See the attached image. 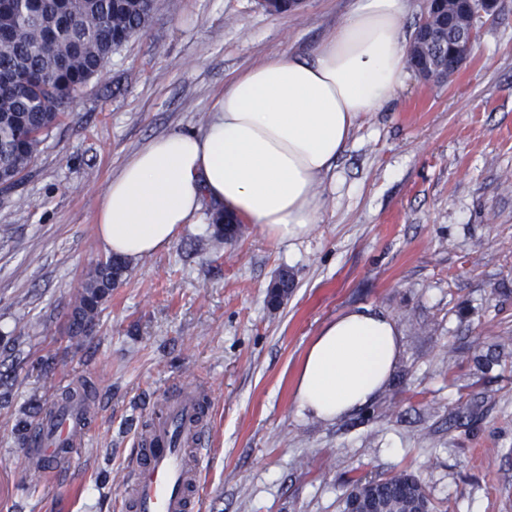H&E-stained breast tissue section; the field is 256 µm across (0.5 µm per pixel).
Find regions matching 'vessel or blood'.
Returning <instances> with one entry per match:
<instances>
[{"mask_svg": "<svg viewBox=\"0 0 512 512\" xmlns=\"http://www.w3.org/2000/svg\"><path fill=\"white\" fill-rule=\"evenodd\" d=\"M208 398L199 387L179 390L157 410L147 442L136 448L120 512H199L203 462L202 432ZM88 411L80 398L54 402L29 434L28 459L40 477L53 479L85 444Z\"/></svg>", "mask_w": 512, "mask_h": 512, "instance_id": "vessel-or-blood-1", "label": "vessel or blood"}]
</instances>
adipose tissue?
Segmentation results:
<instances>
[{
    "label": "adipose tissue",
    "instance_id": "ef3b65f1",
    "mask_svg": "<svg viewBox=\"0 0 512 512\" xmlns=\"http://www.w3.org/2000/svg\"><path fill=\"white\" fill-rule=\"evenodd\" d=\"M409 9V0H354L310 56L274 55L239 72L201 130L135 152L99 205L107 251L138 260L168 248L185 225L201 223L207 199L273 243L302 240L322 219L320 188L359 117L404 85ZM401 338L396 319L369 305L327 321L297 370L298 414L335 422L361 409L396 370Z\"/></svg>",
    "mask_w": 512,
    "mask_h": 512
}]
</instances>
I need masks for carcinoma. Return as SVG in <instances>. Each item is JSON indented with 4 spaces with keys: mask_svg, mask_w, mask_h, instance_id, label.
Returning <instances> with one entry per match:
<instances>
[{
    "mask_svg": "<svg viewBox=\"0 0 512 512\" xmlns=\"http://www.w3.org/2000/svg\"><path fill=\"white\" fill-rule=\"evenodd\" d=\"M154 0H9L0 13V173L16 183L41 144L84 87L101 72L153 12ZM456 46L448 38L421 55L439 71ZM127 264L111 257L86 273L74 297L68 333L93 330L101 305L123 281ZM377 496L388 512L432 510L419 480L400 473L369 483L354 481L345 497Z\"/></svg>",
    "mask_w": 512,
    "mask_h": 512,
    "instance_id": "1",
    "label": "carcinoma"
}]
</instances>
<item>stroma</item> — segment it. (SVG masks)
Instances as JSON below:
<instances>
[{"label": "stroma", "instance_id": "35a3bbf8", "mask_svg": "<svg viewBox=\"0 0 512 512\" xmlns=\"http://www.w3.org/2000/svg\"><path fill=\"white\" fill-rule=\"evenodd\" d=\"M351 4L272 14L260 0H154L147 27L0 191V512H118L153 409L196 385L210 395L202 512H342L354 480L399 473L419 479L435 512H512V0L479 22L448 82L410 74L360 118L302 241L278 245L249 224L217 241L186 225L129 265L90 335L68 334L74 294L108 256L100 198L127 159L203 127L240 70L311 54ZM283 271L295 286L276 309L267 289ZM359 304L397 319L399 366L348 418L303 420L300 358ZM82 382L86 444L63 481L43 482L15 426Z\"/></svg>", "mask_w": 512, "mask_h": 512}]
</instances>
